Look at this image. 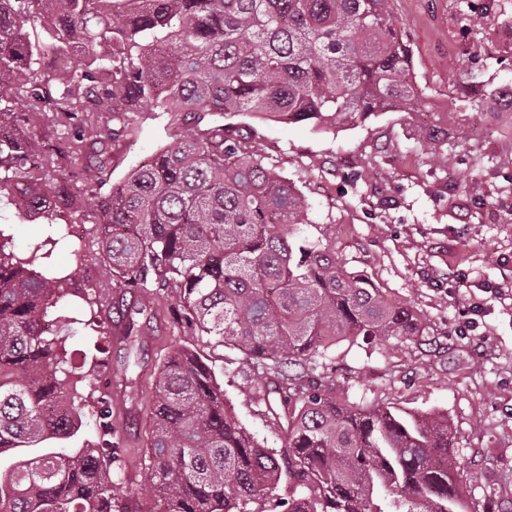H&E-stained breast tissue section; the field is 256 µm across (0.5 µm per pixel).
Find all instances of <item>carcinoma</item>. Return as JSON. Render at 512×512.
<instances>
[{
  "label": "carcinoma",
  "mask_w": 512,
  "mask_h": 512,
  "mask_svg": "<svg viewBox=\"0 0 512 512\" xmlns=\"http://www.w3.org/2000/svg\"><path fill=\"white\" fill-rule=\"evenodd\" d=\"M420 96L391 0H0V209L42 224L23 252L0 224V512H467L448 417L363 409L313 377L339 341L429 335L421 315L305 235L304 197L222 121L321 128ZM486 99L512 123L509 84L484 81L455 111ZM145 108L191 127L114 181L112 143ZM420 136L445 144L442 113ZM80 159L92 205L64 179ZM88 223L113 287L173 295L187 327L271 377L256 394L284 448L262 445L179 346L145 429L154 506L115 491L109 384L85 392L103 361L83 372L47 335L74 295L54 251ZM87 408L93 438L64 445Z\"/></svg>",
  "instance_id": "1"
}]
</instances>
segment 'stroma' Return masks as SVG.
I'll list each match as a JSON object with an SVG mask.
<instances>
[{
    "instance_id": "35a3bbf8",
    "label": "stroma",
    "mask_w": 512,
    "mask_h": 512,
    "mask_svg": "<svg viewBox=\"0 0 512 512\" xmlns=\"http://www.w3.org/2000/svg\"><path fill=\"white\" fill-rule=\"evenodd\" d=\"M467 2L394 0L424 93L415 111L377 112L333 131L246 116L224 122L296 184L310 207L311 235L332 245L349 270L411 303L430 327L423 341L337 342L318 375L363 407L385 403L447 415L456 457L473 474L465 486L469 512H512V297L491 296L512 284V130L494 127L484 108L449 114L444 167L418 135L431 112L446 111L472 82L512 84V0H498L477 27L464 21ZM133 121V134L112 146L116 179L171 141L164 116L137 112ZM345 159L356 177L345 175ZM53 259L74 272L80 292L102 301L104 332L78 329L67 347L108 364L112 417L124 442V470L112 476L118 493L153 504L147 399L159 382L161 356L177 346L199 352L241 423L266 447L282 448L255 393L263 377L243 351L190 332L172 300L113 287L96 225H74L71 247ZM477 299L487 307L461 332ZM133 311L140 363L130 383L124 367Z\"/></svg>"
}]
</instances>
